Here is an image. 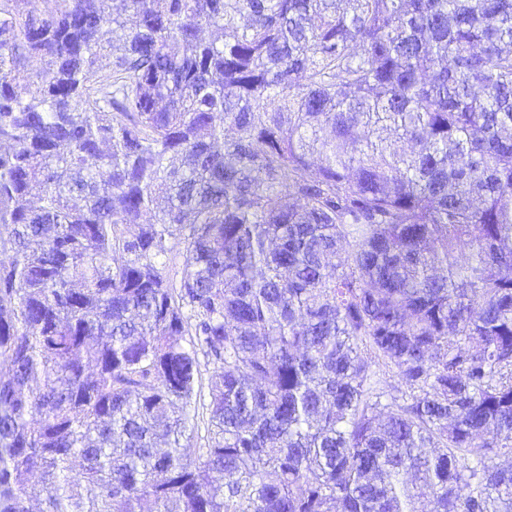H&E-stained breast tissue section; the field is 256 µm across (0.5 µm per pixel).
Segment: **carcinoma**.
I'll use <instances>...</instances> for the list:
<instances>
[{"label": "carcinoma", "instance_id": "obj_1", "mask_svg": "<svg viewBox=\"0 0 512 512\" xmlns=\"http://www.w3.org/2000/svg\"><path fill=\"white\" fill-rule=\"evenodd\" d=\"M15 2L0 512H512V0Z\"/></svg>", "mask_w": 512, "mask_h": 512}]
</instances>
